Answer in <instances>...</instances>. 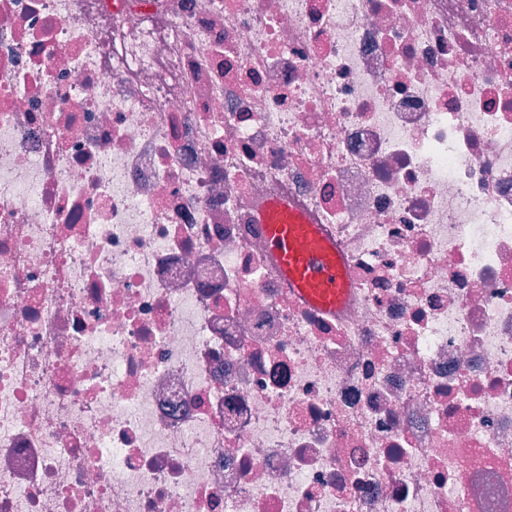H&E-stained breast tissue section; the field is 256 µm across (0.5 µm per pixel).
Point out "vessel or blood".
I'll list each match as a JSON object with an SVG mask.
<instances>
[{
    "label": "vessel or blood",
    "instance_id": "vessel-or-blood-1",
    "mask_svg": "<svg viewBox=\"0 0 512 512\" xmlns=\"http://www.w3.org/2000/svg\"><path fill=\"white\" fill-rule=\"evenodd\" d=\"M258 221L283 277L297 295L325 312L340 308L350 284L335 245L318 226L281 198L269 200Z\"/></svg>",
    "mask_w": 512,
    "mask_h": 512
}]
</instances>
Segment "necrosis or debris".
<instances>
[{"label":"necrosis or debris","mask_w":512,"mask_h":512,"mask_svg":"<svg viewBox=\"0 0 512 512\" xmlns=\"http://www.w3.org/2000/svg\"><path fill=\"white\" fill-rule=\"evenodd\" d=\"M0 512H512V0H0ZM280 271L299 297L324 312H335L347 299L350 284L336 246L317 224L287 200L273 198L258 214Z\"/></svg>","instance_id":"obj_1"}]
</instances>
